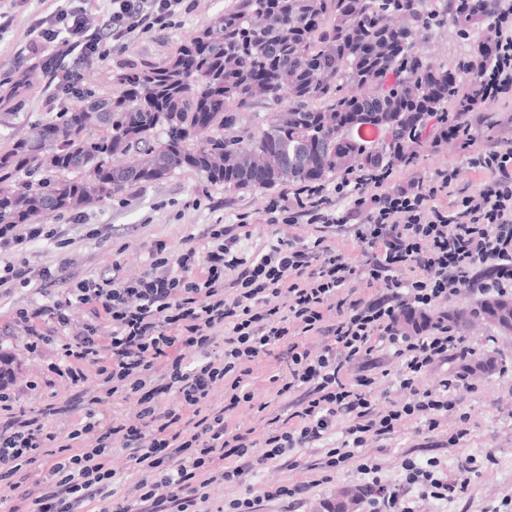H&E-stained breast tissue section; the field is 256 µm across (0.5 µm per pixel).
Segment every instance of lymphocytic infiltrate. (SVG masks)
<instances>
[{
  "mask_svg": "<svg viewBox=\"0 0 512 512\" xmlns=\"http://www.w3.org/2000/svg\"><path fill=\"white\" fill-rule=\"evenodd\" d=\"M91 2L35 16L40 40L13 63L22 83L33 73L49 74L66 112L84 98L85 68L125 48L134 33L179 27L194 8L192 0H108L107 11L99 12ZM494 21L491 61L464 87L473 107L512 93V11L495 5ZM54 42L63 54L47 52ZM466 162L489 180L449 208L436 200L452 195L458 176L453 166L427 179L410 177L397 191L386 188L387 166L352 173L337 184L340 192L349 185L359 190L357 203L367 211L354 228L370 253L361 268L321 237L304 245L280 239L267 253L246 259L238 254V236L218 223L207 228L205 254L192 246L174 253L159 242L137 279H85L52 303L19 310L27 349L58 343L63 375L78 385L95 368L102 393L66 432H51L44 420L59 415L60 407L50 403L33 415L14 414L12 378L0 375V411L12 416L0 431V488H13L14 476L23 471L37 489L36 495L10 499L7 512H161L165 504L175 512H202L209 487L239 481L245 471L325 439L338 414L355 415L348 434L356 448L405 419L435 430L456 406L454 381L443 378L431 390L421 388L419 379L448 356L471 353L449 329L441 304L462 289L502 297L512 292V141L469 154ZM324 190L320 183L305 185L292 198L271 200L268 223L294 224L304 217L332 224ZM35 241L68 245L56 224H0V251L21 253ZM359 278L381 283L385 296L357 295L352 283ZM76 303L90 306L94 321L73 327L70 309ZM330 310L336 319L329 324ZM419 313L426 314V323L415 333L404 331L403 323ZM314 334L329 339L316 354L298 341ZM281 344L288 347V370L272 381L278 395L299 390L303 397L291 421L259 446L248 432L228 429L225 418L253 400L246 387L251 362ZM176 345L188 349L189 357L169 358ZM382 348L400 359L399 385L413 399L378 415L371 378L350 382L345 375L352 361ZM220 381L228 394L216 408L209 399ZM172 392L178 406H162V397ZM118 393L137 406L134 418L113 419L111 429L136 463L130 477L111 467L103 448L84 445L97 427L96 406ZM403 469L404 479L392 484L378 464L359 465L365 512H412L402 500L413 489L439 500L462 490L435 462L422 466L408 458Z\"/></svg>",
  "mask_w": 512,
  "mask_h": 512,
  "instance_id": "obj_1",
  "label": "lymphocytic infiltrate"
}]
</instances>
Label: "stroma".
<instances>
[{
  "label": "stroma",
  "mask_w": 512,
  "mask_h": 512,
  "mask_svg": "<svg viewBox=\"0 0 512 512\" xmlns=\"http://www.w3.org/2000/svg\"><path fill=\"white\" fill-rule=\"evenodd\" d=\"M233 0H198L197 8L186 15L180 27L163 31L135 34L125 50L112 53L105 61L93 65L83 73L87 90L96 96L116 94L118 88L112 75L141 65L160 67L166 64L179 44L196 30L206 26ZM72 0H0V11L6 12L9 24L0 29V152L9 149L12 137L20 128L53 119L50 110L52 88L48 77L35 78L21 94H11L14 81L11 62L27 52L37 41L32 27L35 15L69 7ZM468 45L456 28L437 32L423 46L427 59L436 65L456 69L466 56ZM474 147L489 150L512 140V99H488L474 112L468 113ZM413 167L394 166L388 180L389 187L406 184L410 175L430 177L437 168L458 166L460 174L456 188L464 195L478 193L485 179L465 166L466 151L462 141H443L433 134H425L412 147ZM336 179L325 182L332 191V213L340 217V224L325 228L327 245L347 261L361 264L365 257L352 230L361 223L363 213L354 209L358 193L347 189L335 194ZM285 187L273 190L227 191L212 185L191 170L176 172L159 181L139 183L123 189L111 199L88 206L80 212H60L50 216L53 224L63 225L71 243L65 252H58L53 244L35 242L23 252L29 268L40 271L57 266L60 256H67L69 264L62 269L58 281L40 290L36 286L14 287L0 296V353L12 358L16 392L21 408L30 410L50 402L85 412L93 396L100 389L96 376H89L81 386L71 385L61 376L56 366L60 361L58 345L52 344L31 352L25 347L26 331L17 322L16 311L49 302L66 293L85 278H108L113 265H120L121 277L133 280L142 275L150 261V251L156 242H165L170 250L192 246L205 252L209 240L205 236L209 224L223 220L237 223L246 216L247 225L240 229L239 248L245 257H254L268 251L276 239L313 240L315 227L311 224H270L266 209L272 199L281 197ZM99 227L100 236H89L90 227ZM467 346L475 349V356L449 357L424 374L422 387L437 388L441 379L462 372L476 359L493 358L495 367L489 371L465 374L454 392L456 409L442 417L439 427L431 432L419 430L416 422L404 421L391 433L371 437L336 471L331 483H322L323 463L329 448L341 446L347 429L353 425V416L338 415L336 428L325 440L288 452L276 461L246 473L238 484H224L211 492L207 512H216L224 500L251 493L260 499L259 512H321L324 502L337 490L357 488L360 476L357 467L361 460L370 459L380 465L385 479L395 482L401 476V462L406 458L419 461L433 460L447 473L449 479L464 482L461 493L451 500L423 498L410 492L409 499L415 512H490L500 507L501 512H512V332L491 324H478L464 333ZM397 360L387 350L373 352L370 359L350 365L348 379L359 374L373 378L371 387L376 413L408 402L410 394L402 390L396 375ZM283 353L255 359L251 365L248 389L254 396V406H242L227 417L228 428L250 430L256 442H264L269 434L271 419L287 418L292 413V401L275 395L271 377L284 371ZM463 373V372H462ZM472 459L474 472L461 469L465 459ZM303 484L307 490L298 500L283 502L264 498L263 493L274 484Z\"/></svg>",
  "instance_id": "obj_1"
}]
</instances>
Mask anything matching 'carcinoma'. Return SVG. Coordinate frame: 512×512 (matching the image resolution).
<instances>
[{
  "label": "carcinoma",
  "mask_w": 512,
  "mask_h": 512,
  "mask_svg": "<svg viewBox=\"0 0 512 512\" xmlns=\"http://www.w3.org/2000/svg\"><path fill=\"white\" fill-rule=\"evenodd\" d=\"M492 2L235 0L164 66L121 71L117 95L89 97L15 136L0 153V224L79 210L181 169L227 190L321 182L348 171L336 156L345 139L366 168L399 162L422 117L444 111L455 93L448 70L429 67L420 45L451 25L470 40L464 65L486 66ZM258 99L268 112L256 134L245 111ZM364 126L386 139H358ZM174 128L180 137L169 136ZM475 321L512 331V299L448 312L459 332ZM358 501L342 491L329 512Z\"/></svg>",
  "instance_id": "cac0c4a2"
}]
</instances>
